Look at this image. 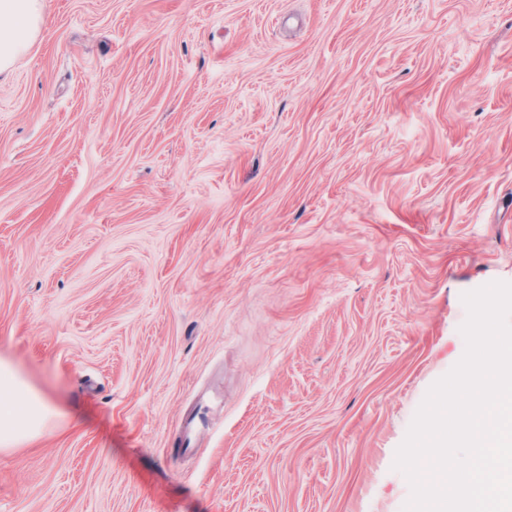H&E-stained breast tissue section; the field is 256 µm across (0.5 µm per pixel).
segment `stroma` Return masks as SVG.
Returning a JSON list of instances; mask_svg holds the SVG:
<instances>
[{"instance_id":"obj_1","label":"stroma","mask_w":512,"mask_h":512,"mask_svg":"<svg viewBox=\"0 0 512 512\" xmlns=\"http://www.w3.org/2000/svg\"><path fill=\"white\" fill-rule=\"evenodd\" d=\"M493 281L512 0H44L0 75V354L58 413L0 512H402Z\"/></svg>"}]
</instances>
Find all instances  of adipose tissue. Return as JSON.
I'll return each mask as SVG.
<instances>
[{
  "label": "adipose tissue",
  "mask_w": 512,
  "mask_h": 512,
  "mask_svg": "<svg viewBox=\"0 0 512 512\" xmlns=\"http://www.w3.org/2000/svg\"><path fill=\"white\" fill-rule=\"evenodd\" d=\"M43 19V0H0V74L26 55ZM55 413L52 402L0 357V448L39 437Z\"/></svg>",
  "instance_id": "obj_1"
}]
</instances>
